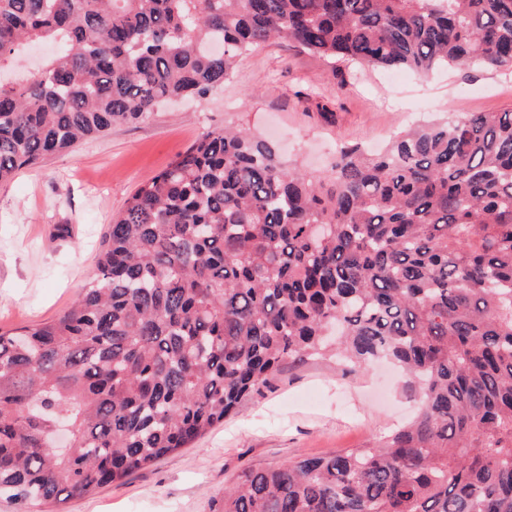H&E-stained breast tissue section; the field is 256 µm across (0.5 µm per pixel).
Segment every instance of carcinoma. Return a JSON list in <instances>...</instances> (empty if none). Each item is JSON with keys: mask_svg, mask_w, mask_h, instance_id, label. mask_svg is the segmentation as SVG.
<instances>
[{"mask_svg": "<svg viewBox=\"0 0 512 512\" xmlns=\"http://www.w3.org/2000/svg\"><path fill=\"white\" fill-rule=\"evenodd\" d=\"M285 39L429 74L512 67V0H0V182L224 85ZM406 375L388 439L246 469L216 512H512V112L345 147L319 176L216 128L142 183L59 316L0 331V497L55 507L186 447L285 361Z\"/></svg>", "mask_w": 512, "mask_h": 512, "instance_id": "carcinoma-1", "label": "carcinoma"}]
</instances>
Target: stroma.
Returning <instances> with one entry per match:
<instances>
[{
  "instance_id": "1",
  "label": "stroma",
  "mask_w": 512,
  "mask_h": 512,
  "mask_svg": "<svg viewBox=\"0 0 512 512\" xmlns=\"http://www.w3.org/2000/svg\"><path fill=\"white\" fill-rule=\"evenodd\" d=\"M446 112H512V69L474 65L424 77L332 65L270 42L243 56L202 103L170 102L0 183V328L62 313L95 277L104 236L130 194L209 129H250L317 175L343 145L379 149L412 122ZM414 412L388 365L345 374L332 357L286 363L194 444L64 509L213 512L245 469L362 447Z\"/></svg>"
}]
</instances>
